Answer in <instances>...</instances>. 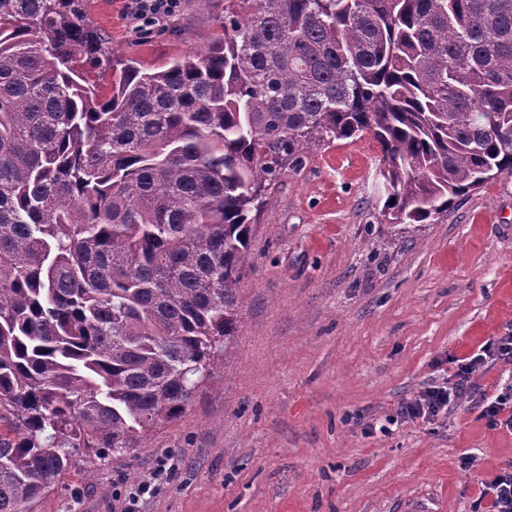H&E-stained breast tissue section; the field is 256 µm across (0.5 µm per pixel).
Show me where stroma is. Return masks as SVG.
<instances>
[{"label":"stroma","instance_id":"35a3bbf8","mask_svg":"<svg viewBox=\"0 0 512 512\" xmlns=\"http://www.w3.org/2000/svg\"><path fill=\"white\" fill-rule=\"evenodd\" d=\"M119 56L147 65L221 35L224 0L151 31L127 0H84ZM371 136L328 140L267 191L236 291L231 358L179 418L120 461L83 456L33 512H474L512 432L468 400L431 422L400 404L512 332V175L435 224H387ZM471 466H464V459ZM153 493L128 496L156 469Z\"/></svg>","mask_w":512,"mask_h":512}]
</instances>
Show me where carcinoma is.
Wrapping results in <instances>:
<instances>
[{"instance_id":"1","label":"carcinoma","mask_w":512,"mask_h":512,"mask_svg":"<svg viewBox=\"0 0 512 512\" xmlns=\"http://www.w3.org/2000/svg\"><path fill=\"white\" fill-rule=\"evenodd\" d=\"M364 134L390 224L512 174V0H224V37L154 68L81 0H0V512L184 412L263 193Z\"/></svg>"}]
</instances>
